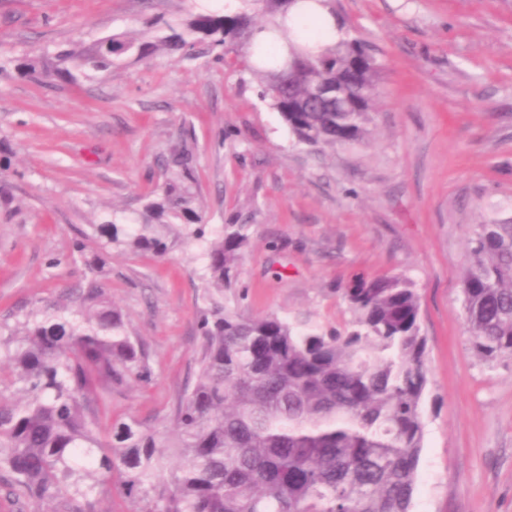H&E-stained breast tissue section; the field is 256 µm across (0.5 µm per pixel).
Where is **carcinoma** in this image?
Returning <instances> with one entry per match:
<instances>
[{
    "mask_svg": "<svg viewBox=\"0 0 512 512\" xmlns=\"http://www.w3.org/2000/svg\"><path fill=\"white\" fill-rule=\"evenodd\" d=\"M297 2L244 0V11L191 13L176 26L151 19L140 39L112 35L50 57L0 58V71L74 82L127 56L185 57L204 44L259 79L260 98L298 143L355 142L381 64L356 38L318 53L296 43L276 18ZM357 59L359 111L312 101L316 86L341 82ZM168 168L141 209L107 210L81 234L83 285L0 337V375L13 391L0 392V488L17 512L29 503L32 512H100L97 497L114 489L131 512H411L429 381L413 284L357 279L344 292L355 315L344 331L226 310L221 298L249 225L210 229L190 153L175 151ZM199 242L209 307L193 385L169 427L115 419L102 428L112 393L147 379L145 351L104 288L112 252L167 258ZM469 258L462 295L474 349L511 356L512 221L479 225Z\"/></svg>",
    "mask_w": 512,
    "mask_h": 512,
    "instance_id": "cac0c4a2",
    "label": "carcinoma"
}]
</instances>
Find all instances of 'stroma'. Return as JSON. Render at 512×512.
<instances>
[{"instance_id": "35a3bbf8", "label": "stroma", "mask_w": 512, "mask_h": 512, "mask_svg": "<svg viewBox=\"0 0 512 512\" xmlns=\"http://www.w3.org/2000/svg\"><path fill=\"white\" fill-rule=\"evenodd\" d=\"M222 0H0V53L50 55ZM344 33L381 63L363 137L310 147L258 81L197 46L64 83L0 73V334L79 287V231L135 209L193 157L208 223L246 224L226 308L351 328L342 290L399 275L420 296L429 385L413 512H512V357L472 347L461 284L478 225L512 220V0H336ZM204 262L113 257L107 294L147 351L148 379L111 414L168 424L192 384Z\"/></svg>"}]
</instances>
